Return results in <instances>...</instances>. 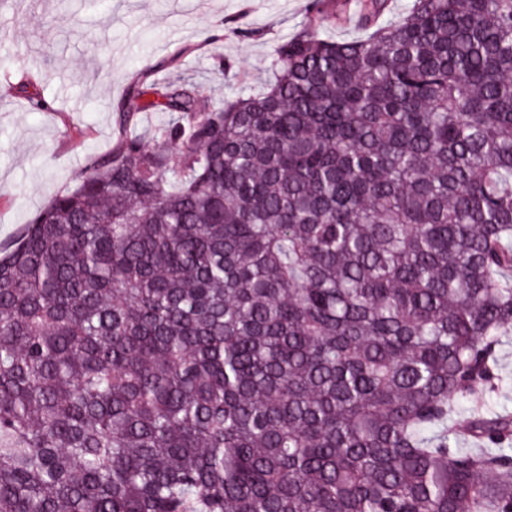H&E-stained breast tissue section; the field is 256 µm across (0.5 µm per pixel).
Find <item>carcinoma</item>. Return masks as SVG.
I'll return each instance as SVG.
<instances>
[{
    "instance_id": "1",
    "label": "carcinoma",
    "mask_w": 512,
    "mask_h": 512,
    "mask_svg": "<svg viewBox=\"0 0 512 512\" xmlns=\"http://www.w3.org/2000/svg\"><path fill=\"white\" fill-rule=\"evenodd\" d=\"M390 2L141 75L0 242V512H512V0ZM497 374L503 379L499 391L485 392L477 399H460L457 409L461 415H467L480 406L483 409L509 410L512 412V335L505 336L498 347Z\"/></svg>"
}]
</instances>
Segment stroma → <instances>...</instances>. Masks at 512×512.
<instances>
[{
    "label": "stroma",
    "mask_w": 512,
    "mask_h": 512,
    "mask_svg": "<svg viewBox=\"0 0 512 512\" xmlns=\"http://www.w3.org/2000/svg\"><path fill=\"white\" fill-rule=\"evenodd\" d=\"M306 0H0V241L56 193L90 153L111 150L114 108L141 73L220 84V63L252 91L274 78V45L305 23ZM49 108L31 111L26 92ZM500 390L457 403L512 411V335L498 348Z\"/></svg>",
    "instance_id": "obj_1"
}]
</instances>
